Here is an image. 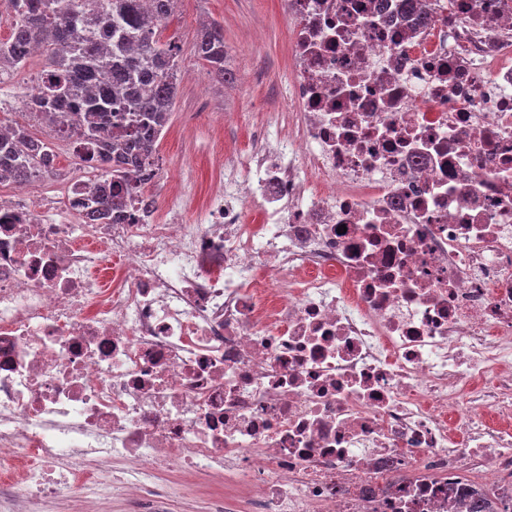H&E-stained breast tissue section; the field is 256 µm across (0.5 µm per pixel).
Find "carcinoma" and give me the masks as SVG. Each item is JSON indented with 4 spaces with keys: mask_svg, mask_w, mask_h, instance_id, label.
Wrapping results in <instances>:
<instances>
[{
    "mask_svg": "<svg viewBox=\"0 0 512 512\" xmlns=\"http://www.w3.org/2000/svg\"><path fill=\"white\" fill-rule=\"evenodd\" d=\"M177 0H150L145 18L142 0H4L12 18L11 34L0 39V68L25 63L37 45L46 58V80L34 101L54 126L84 130L98 144L84 161L103 173L153 159L156 143L175 105L181 47L164 42L157 27L173 13ZM112 37L102 44L99 30ZM194 55L209 72L225 80L231 55L224 28L215 21L194 37ZM117 121L119 132L103 137ZM51 164L48 143L20 126L0 135V181L32 178ZM89 218L112 217L124 195L94 193Z\"/></svg>",
    "mask_w": 512,
    "mask_h": 512,
    "instance_id": "obj_1",
    "label": "carcinoma"
}]
</instances>
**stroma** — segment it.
<instances>
[{"label": "stroma", "instance_id": "1", "mask_svg": "<svg viewBox=\"0 0 512 512\" xmlns=\"http://www.w3.org/2000/svg\"><path fill=\"white\" fill-rule=\"evenodd\" d=\"M288 0H178L161 25L162 39L181 47L174 111L158 142L165 174L189 186L183 202L195 220L214 186L209 161L228 144L246 150L253 125L290 109ZM224 27L233 80L223 83L193 55L200 19Z\"/></svg>", "mask_w": 512, "mask_h": 512}]
</instances>
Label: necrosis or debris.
Returning <instances> with one entry per match:
<instances>
[{
    "instance_id": "4bbe7bcc",
    "label": "necrosis or debris",
    "mask_w": 512,
    "mask_h": 512,
    "mask_svg": "<svg viewBox=\"0 0 512 512\" xmlns=\"http://www.w3.org/2000/svg\"><path fill=\"white\" fill-rule=\"evenodd\" d=\"M288 139L199 219L0 190V512L174 471L250 512L512 500V0H288Z\"/></svg>"
}]
</instances>
